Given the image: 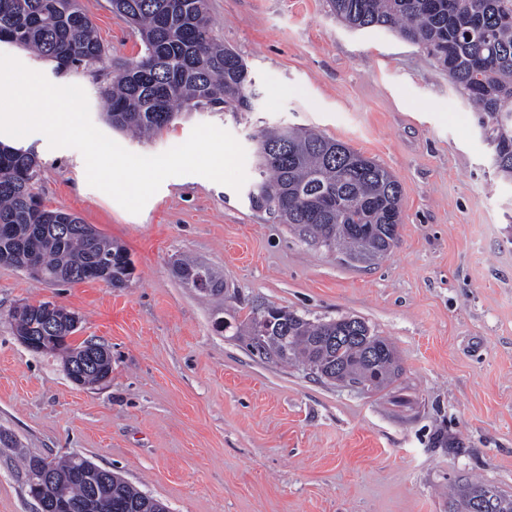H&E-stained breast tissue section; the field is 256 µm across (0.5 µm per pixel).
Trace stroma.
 Here are the masks:
<instances>
[{
	"instance_id": "35a3bbf8",
	"label": "stroma",
	"mask_w": 512,
	"mask_h": 512,
	"mask_svg": "<svg viewBox=\"0 0 512 512\" xmlns=\"http://www.w3.org/2000/svg\"><path fill=\"white\" fill-rule=\"evenodd\" d=\"M107 66L141 53L108 0H81ZM216 38L255 80L254 112L182 113L148 140L105 118L108 80L55 73L86 92L94 125L156 155L212 123L252 151L266 126L314 128L388 169L401 187L396 245L354 262L198 175L166 179L139 214L86 182L73 148L20 138L41 165L45 204L122 246L129 281L47 285L0 265V512H37L20 455L81 456L170 512H449L466 482L512 497V181L479 115L424 49L355 31L326 0H209ZM190 257L224 284L213 298L175 273ZM52 302L79 319L70 347L103 345L112 373L79 386L58 353L26 348L12 315ZM274 304L312 321L363 319L402 366L382 390L334 383L252 356L225 313Z\"/></svg>"
}]
</instances>
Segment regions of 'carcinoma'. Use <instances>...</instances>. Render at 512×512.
Instances as JSON below:
<instances>
[{
    "label": "carcinoma",
    "mask_w": 512,
    "mask_h": 512,
    "mask_svg": "<svg viewBox=\"0 0 512 512\" xmlns=\"http://www.w3.org/2000/svg\"><path fill=\"white\" fill-rule=\"evenodd\" d=\"M112 11L134 26L142 54L112 72L104 90L113 129L138 137L168 127L178 112L254 109L256 93L238 53L218 41L207 0H110ZM331 13L351 29L381 27L423 47L479 112L498 156L497 171L512 178V0H328ZM0 43L26 49L61 72L104 64L105 48L78 0H0ZM269 158L255 156L258 185L252 209L290 226L310 243L351 261L385 256L398 240L401 188L381 164L314 130L268 127L253 136ZM40 165L33 151L0 143V224L24 237L44 225L37 249L45 283H79L87 268L114 287L129 280L126 251L101 235L90 237L82 219L48 208L35 185ZM53 224H72L63 234ZM205 265L183 261L177 276L194 284ZM235 336L254 355L309 368L328 381L371 390L388 387L401 366L386 339L358 317L312 322L284 307L251 311ZM77 462H52L51 495L88 500L93 512H167L159 500L119 475L109 484L75 474ZM512 512V498L485 484L461 486L450 512Z\"/></svg>",
    "instance_id": "carcinoma-1"
}]
</instances>
